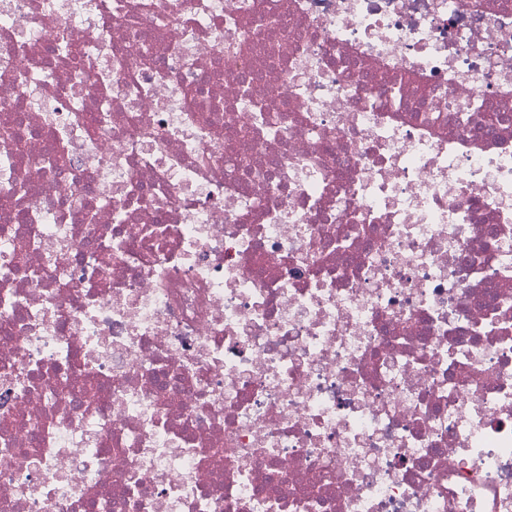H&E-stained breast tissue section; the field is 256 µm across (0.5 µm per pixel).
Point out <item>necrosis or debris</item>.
<instances>
[{
	"label": "necrosis or debris",
	"instance_id": "4bbe7bcc",
	"mask_svg": "<svg viewBox=\"0 0 512 512\" xmlns=\"http://www.w3.org/2000/svg\"><path fill=\"white\" fill-rule=\"evenodd\" d=\"M0 512H512V0H0Z\"/></svg>",
	"mask_w": 512,
	"mask_h": 512
}]
</instances>
